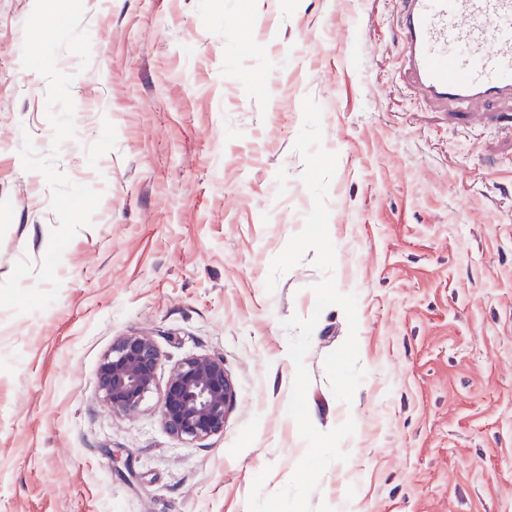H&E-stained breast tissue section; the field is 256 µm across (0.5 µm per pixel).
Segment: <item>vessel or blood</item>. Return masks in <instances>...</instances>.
<instances>
[{
    "mask_svg": "<svg viewBox=\"0 0 512 512\" xmlns=\"http://www.w3.org/2000/svg\"><path fill=\"white\" fill-rule=\"evenodd\" d=\"M401 78L420 101L479 118L512 104V0H397Z\"/></svg>",
    "mask_w": 512,
    "mask_h": 512,
    "instance_id": "1",
    "label": "vessel or blood"
}]
</instances>
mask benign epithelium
Here are the masks:
<instances>
[{
	"instance_id": "obj_1",
	"label": "benign epithelium",
	"mask_w": 512,
	"mask_h": 512,
	"mask_svg": "<svg viewBox=\"0 0 512 512\" xmlns=\"http://www.w3.org/2000/svg\"><path fill=\"white\" fill-rule=\"evenodd\" d=\"M160 353L150 336L120 337L101 361L98 390L116 415L136 414L157 387ZM235 398L224 358L188 356L174 366L163 390L161 420L174 437L204 439L224 432Z\"/></svg>"
}]
</instances>
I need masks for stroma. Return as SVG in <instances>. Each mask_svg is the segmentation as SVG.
Segmentation results:
<instances>
[{"mask_svg":"<svg viewBox=\"0 0 512 512\" xmlns=\"http://www.w3.org/2000/svg\"><path fill=\"white\" fill-rule=\"evenodd\" d=\"M92 41L72 74L75 139L57 168L101 192L63 252L57 300L0 309V512H248L307 445L287 409L282 322L309 316L314 251L265 282L313 202L294 142L323 108L338 156L327 205L341 292L358 297L352 403L324 358L348 334L326 308L305 366L321 431L354 419L347 461L312 505L333 512H512V111L482 125L424 106L400 77L391 0H83ZM34 0H0V283L40 266L58 217L20 148L52 140L47 81L21 64ZM145 332L159 387L112 414L98 370ZM220 356L236 399L224 431L164 428L170 369Z\"/></svg>","mask_w":512,"mask_h":512,"instance_id":"1","label":"stroma"}]
</instances>
